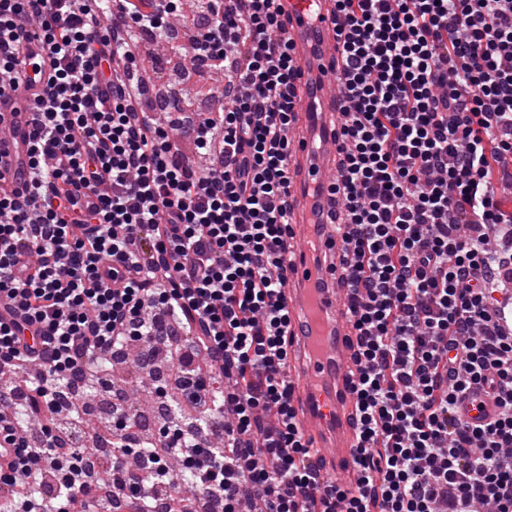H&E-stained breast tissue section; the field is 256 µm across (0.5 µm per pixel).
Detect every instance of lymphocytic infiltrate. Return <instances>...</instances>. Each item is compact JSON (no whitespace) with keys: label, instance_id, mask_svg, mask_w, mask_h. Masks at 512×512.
Masks as SVG:
<instances>
[{"label":"lymphocytic infiltrate","instance_id":"lymphocytic-infiltrate-1","mask_svg":"<svg viewBox=\"0 0 512 512\" xmlns=\"http://www.w3.org/2000/svg\"><path fill=\"white\" fill-rule=\"evenodd\" d=\"M347 121L342 278L361 364L359 478L311 461L290 398L292 236L288 133L301 75L272 0H206L192 56L224 73L225 109L163 123L143 100L142 29L184 0H0V96L38 40L50 71L31 102L22 175L0 173V367L25 368L0 400V492L16 512H93L79 400L85 378L135 345L176 350L205 417L159 434L152 465L107 456L115 504L164 498L178 458L198 501L224 512H512V0H335ZM188 128L212 155L181 152ZM224 376L212 396L198 371ZM484 392L494 410L466 422ZM52 408L68 433L19 425ZM55 493L19 497L46 469ZM462 412L464 418L470 423H482L486 421L487 414L491 412V406L483 395H472L464 402Z\"/></svg>","mask_w":512,"mask_h":512}]
</instances>
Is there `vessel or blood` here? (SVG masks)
Returning <instances> with one entry per match:
<instances>
[{"mask_svg": "<svg viewBox=\"0 0 512 512\" xmlns=\"http://www.w3.org/2000/svg\"><path fill=\"white\" fill-rule=\"evenodd\" d=\"M287 37L301 65L299 86L303 124L289 134L291 187L288 197L294 235L284 257L283 294L290 331L298 350L289 360L292 402L300 428L322 470L343 487L357 481V427L353 420L357 374L351 343L352 320L345 290L323 262L341 258V233L329 223V187L340 177L344 156L336 133L342 127L344 101L333 77L340 60L335 0H276ZM0 98V143H24L31 127L32 92ZM491 411L480 394L463 404L464 418L485 422Z\"/></svg>", "mask_w": 512, "mask_h": 512, "instance_id": "obj_1", "label": "vessel or blood"}]
</instances>
